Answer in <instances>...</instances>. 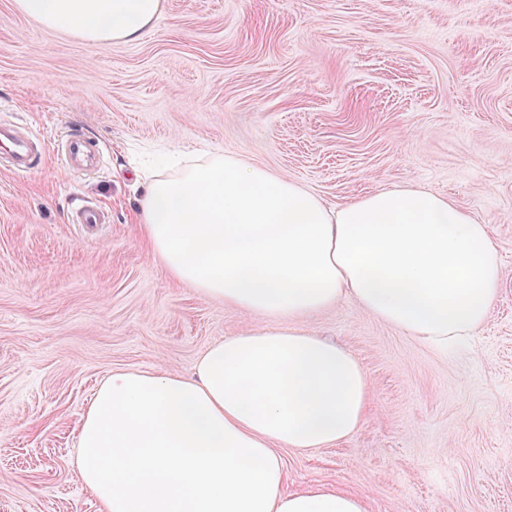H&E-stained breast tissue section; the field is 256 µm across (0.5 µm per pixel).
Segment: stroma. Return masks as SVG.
<instances>
[{
    "instance_id": "35a3bbf8",
    "label": "stroma",
    "mask_w": 512,
    "mask_h": 512,
    "mask_svg": "<svg viewBox=\"0 0 512 512\" xmlns=\"http://www.w3.org/2000/svg\"><path fill=\"white\" fill-rule=\"evenodd\" d=\"M80 132L102 160L0 170V512H101L73 464L117 370L192 374L253 319L179 282L140 236L138 171L216 153L340 206L427 189L486 224L498 298L469 346L436 350L351 299L312 331L364 366L361 426L281 449L288 488L368 512H512V0H162L138 42L94 44L0 0V120ZM91 201L108 223L80 229Z\"/></svg>"
}]
</instances>
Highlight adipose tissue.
Returning <instances> with one entry per match:
<instances>
[{"label":"adipose tissue","mask_w":512,"mask_h":512,"mask_svg":"<svg viewBox=\"0 0 512 512\" xmlns=\"http://www.w3.org/2000/svg\"><path fill=\"white\" fill-rule=\"evenodd\" d=\"M15 2L96 44L139 41L161 11V0ZM139 218L172 276L262 323L211 343L193 377L119 371L101 383L77 469L103 512H366L345 490L286 489L277 446L339 442L371 401L359 360L305 319L352 299L437 347L470 339L500 290L486 225L422 188L332 207L227 155L153 178Z\"/></svg>","instance_id":"ef3b65f1"}]
</instances>
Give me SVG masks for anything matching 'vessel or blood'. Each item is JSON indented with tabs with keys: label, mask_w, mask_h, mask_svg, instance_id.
Segmentation results:
<instances>
[{
	"label": "vessel or blood",
	"mask_w": 512,
	"mask_h": 512,
	"mask_svg": "<svg viewBox=\"0 0 512 512\" xmlns=\"http://www.w3.org/2000/svg\"><path fill=\"white\" fill-rule=\"evenodd\" d=\"M0 142L7 143L8 148L0 154V159L8 164L9 172L23 174L32 169L35 161L51 151H58L66 171L79 173L90 166L100 151L95 140L73 135L63 145L48 143L38 145L23 137L19 131L5 132L0 128Z\"/></svg>",
	"instance_id": "vessel-or-blood-1"
}]
</instances>
